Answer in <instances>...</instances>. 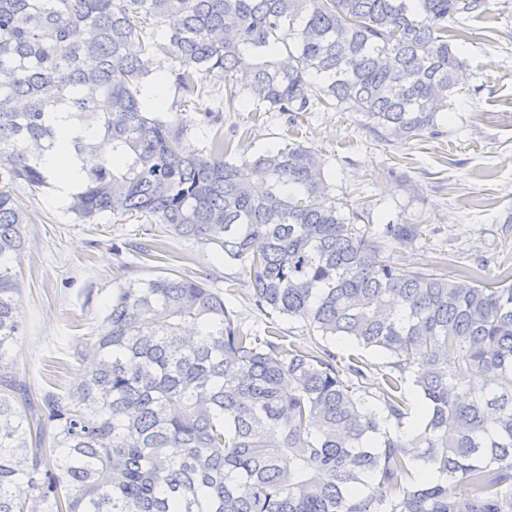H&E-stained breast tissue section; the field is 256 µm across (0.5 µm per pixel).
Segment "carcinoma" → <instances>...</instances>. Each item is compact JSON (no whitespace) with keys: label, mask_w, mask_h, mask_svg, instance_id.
<instances>
[{"label":"carcinoma","mask_w":512,"mask_h":512,"mask_svg":"<svg viewBox=\"0 0 512 512\" xmlns=\"http://www.w3.org/2000/svg\"><path fill=\"white\" fill-rule=\"evenodd\" d=\"M489 0H0V512H512V262L409 271L385 256L420 224H366L328 201L321 159L284 143L240 162L221 111L294 125L316 104L387 142L442 134L464 61L448 22ZM83 28L80 42L71 33ZM163 56L176 105L209 146L142 98ZM317 77L320 98L312 100ZM209 78L223 85H207ZM219 101L203 106L204 98ZM73 120L60 133L59 115ZM84 167L68 209L144 217L154 245H212L250 276L256 310L321 341L243 328L206 281L112 289L43 423L7 354L20 335L14 262L29 217L16 189L49 185L43 154ZM386 355L381 408L359 358ZM411 381L423 403L404 428Z\"/></svg>","instance_id":"cac0c4a2"}]
</instances>
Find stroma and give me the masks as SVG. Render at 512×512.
<instances>
[{
	"label": "stroma",
	"mask_w": 512,
	"mask_h": 512,
	"mask_svg": "<svg viewBox=\"0 0 512 512\" xmlns=\"http://www.w3.org/2000/svg\"><path fill=\"white\" fill-rule=\"evenodd\" d=\"M490 2V13L465 24L458 45L465 81L443 136L383 142L360 113L323 106L293 127L277 112L259 120L226 112L224 130L242 157L288 140L311 148L325 162L329 196L341 213L361 208L375 224L424 225L426 240L390 248L399 266L433 269L459 253L512 258V0ZM22 203L30 216L17 266L22 332L9 355L35 391L77 384L81 341L99 325L113 288L128 279L177 271L215 288L233 280L237 289L225 301L245 327L260 332L274 323L288 340L310 338L299 321L260 314L247 296L248 275L213 247L174 239L167 259L147 261L134 250L151 236L145 219L105 214L81 223L53 184Z\"/></svg>",
	"instance_id": "35a3bbf8"
}]
</instances>
